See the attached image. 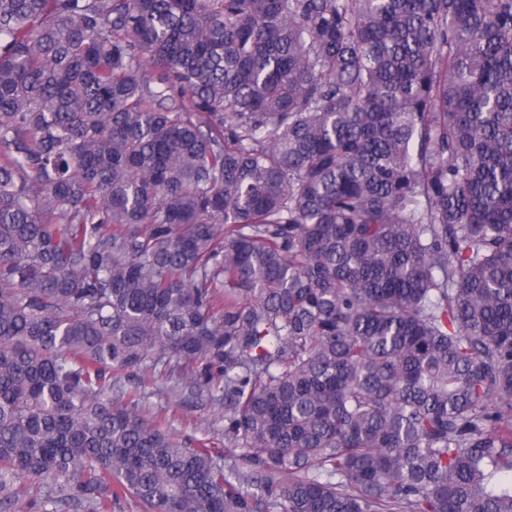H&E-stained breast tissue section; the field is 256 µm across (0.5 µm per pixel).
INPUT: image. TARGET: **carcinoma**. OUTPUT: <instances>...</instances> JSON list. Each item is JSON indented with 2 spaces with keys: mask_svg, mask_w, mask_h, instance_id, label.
<instances>
[{
  "mask_svg": "<svg viewBox=\"0 0 512 512\" xmlns=\"http://www.w3.org/2000/svg\"><path fill=\"white\" fill-rule=\"evenodd\" d=\"M128 496L512 512V0H0V512ZM224 404L212 405L185 393L183 408L172 423V432L182 439L210 438L224 447Z\"/></svg>",
  "mask_w": 512,
  "mask_h": 512,
  "instance_id": "carcinoma-1",
  "label": "carcinoma"
}]
</instances>
